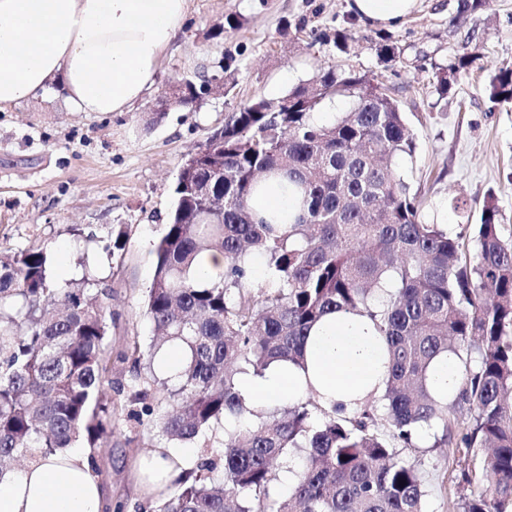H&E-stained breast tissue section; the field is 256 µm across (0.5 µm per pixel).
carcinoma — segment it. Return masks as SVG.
Masks as SVG:
<instances>
[{
  "mask_svg": "<svg viewBox=\"0 0 512 512\" xmlns=\"http://www.w3.org/2000/svg\"><path fill=\"white\" fill-rule=\"evenodd\" d=\"M245 23L227 15L213 37ZM475 57L439 69V97ZM180 81L191 112L207 80ZM488 96L512 104L511 66L497 69ZM336 97L350 99L349 111L317 122ZM415 152L399 101L353 68L331 66L279 100L257 97L228 113L224 151L179 169L144 296L156 336L146 351L134 339L117 354L134 372L130 389H115L120 404L102 390L112 374L108 280L85 257L80 277L54 279L42 244L0 255V475L22 456L98 447L126 407L130 418L154 417L152 428L170 441L203 445L158 510L135 503L133 512H425L421 474L398 449L415 447L427 424L442 428L435 444L458 448L460 482L490 483L455 512H512V238L491 193L471 237L466 227L453 236L427 221L399 164ZM266 180L288 190L292 215L254 207ZM207 251L225 258L210 280L195 273ZM255 255L274 279L258 294L249 277ZM347 310L385 337L389 435L376 429L370 399L349 416L324 409L317 424L309 402L267 411L246 404L238 375H260L279 359L302 364L311 329ZM169 345L184 361L160 378L154 360ZM448 352L464 370L443 403L427 379L431 361ZM464 405L473 416L460 424L453 412ZM296 460L292 491H276L275 465Z\"/></svg>",
  "mask_w": 512,
  "mask_h": 512,
  "instance_id": "1",
  "label": "carcinoma"
}]
</instances>
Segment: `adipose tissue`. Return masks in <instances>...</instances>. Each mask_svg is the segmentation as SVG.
<instances>
[{"instance_id": "ef3b65f1", "label": "adipose tissue", "mask_w": 512, "mask_h": 512, "mask_svg": "<svg viewBox=\"0 0 512 512\" xmlns=\"http://www.w3.org/2000/svg\"><path fill=\"white\" fill-rule=\"evenodd\" d=\"M421 0H347L359 22L400 25ZM188 0H0V106L63 89L74 112H122L155 84L166 47L177 37ZM386 343L369 318L348 311L325 315L311 330L305 365L273 362L263 374L241 376L246 402L273 406L314 395L325 409L354 413L379 394L388 376ZM460 363L451 353L431 364L433 395L450 400L460 385ZM163 451L143 455L141 476L159 497L174 465ZM102 491L83 453L70 448L41 457L0 477V512H101Z\"/></svg>"}]
</instances>
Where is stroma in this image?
I'll return each instance as SVG.
<instances>
[{
    "mask_svg": "<svg viewBox=\"0 0 512 512\" xmlns=\"http://www.w3.org/2000/svg\"><path fill=\"white\" fill-rule=\"evenodd\" d=\"M460 0H423L391 36L399 60L384 66L380 31L352 18L347 0H189L184 28L163 55L152 91L127 112H74L60 88L38 99L0 108V251L49 243L53 274L65 280L89 257L112 285V343L138 338L148 345L153 328L143 298L154 272V245L163 234L183 158L203 144L229 112L256 98L279 99L311 82L320 68L351 65L383 74L417 136L410 178L426 201L428 220L457 233L465 219L452 198L478 211L495 193L502 222L512 226V107L490 102L495 70L512 65V0L459 18ZM247 19L215 38L213 26L229 13ZM349 30L350 52L337 54L333 34ZM474 54L447 99L434 91L438 68ZM234 57L230 94L205 96L196 111L155 105L175 78L214 73ZM125 227L122 257L107 248L114 227ZM149 420L121 417L109 445L95 449L97 479L110 504L140 496L137 458L167 447ZM399 455L414 463L427 490V512H452L470 489L456 479L458 454L426 436Z\"/></svg>",
    "mask_w": 512,
    "mask_h": 512,
    "instance_id": "1",
    "label": "stroma"
}]
</instances>
